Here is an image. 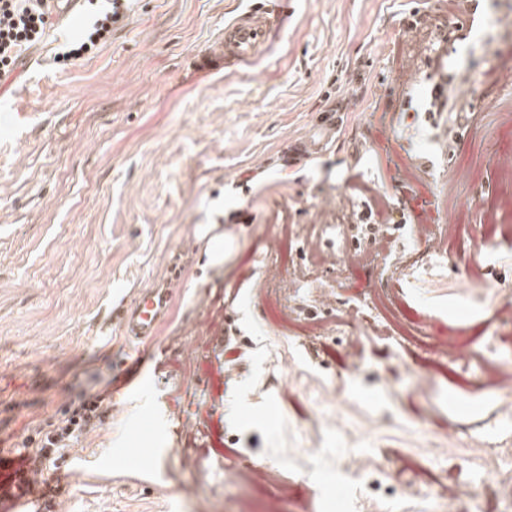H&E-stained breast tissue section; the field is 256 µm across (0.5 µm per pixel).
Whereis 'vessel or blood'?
<instances>
[{
  "instance_id": "b4317fda",
  "label": "vessel or blood",
  "mask_w": 512,
  "mask_h": 512,
  "mask_svg": "<svg viewBox=\"0 0 512 512\" xmlns=\"http://www.w3.org/2000/svg\"><path fill=\"white\" fill-rule=\"evenodd\" d=\"M288 0H249L247 8L232 20L225 22L224 34L210 50L211 55L222 58L225 66L232 67L251 62L271 41L280 28L282 7ZM339 127L335 116L321 119L317 137L302 142L297 151L313 156L324 148ZM170 292L164 288H149L141 291L131 302H118L112 307V317L124 336L132 340H146L154 336L156 328L167 315ZM35 480L34 474L17 475L8 480L0 479V496L9 495L11 512H49L51 505L46 500L30 496L29 489Z\"/></svg>"
}]
</instances>
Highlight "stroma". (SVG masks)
Returning <instances> with one entry per match:
<instances>
[{"mask_svg":"<svg viewBox=\"0 0 512 512\" xmlns=\"http://www.w3.org/2000/svg\"><path fill=\"white\" fill-rule=\"evenodd\" d=\"M415 1L438 11L291 0L279 36L230 72L205 58L245 0H135L94 54L55 63L78 30L57 23L0 82V452L83 391L112 392L101 425L43 467L56 512H261L274 496L282 512H362L374 499L432 512L422 492L434 476L469 479L475 440L502 419L494 359L512 347V299L499 294L512 245L444 265L411 228L440 224L454 240L512 193V60L498 52L512 0H477L464 42L441 17L422 56L445 54L444 69L407 84L395 58ZM448 78L474 110L454 141L422 110L429 80ZM333 107L326 152L282 171ZM413 156L426 174L409 187ZM365 181L411 224L379 225L386 250L346 236L360 265L318 264L300 229L335 244ZM238 210L251 223L228 222ZM174 259L167 318L153 339L129 340L108 318L113 299L154 287ZM456 333L475 337L481 367L442 355ZM416 374L425 395L410 388ZM332 387L339 424L326 429L311 401ZM431 432L455 437L457 453L432 460ZM255 467L276 482L225 484ZM404 479L418 492L402 499Z\"/></svg>","mask_w":512,"mask_h":512,"instance_id":"1","label":"stroma"}]
</instances>
